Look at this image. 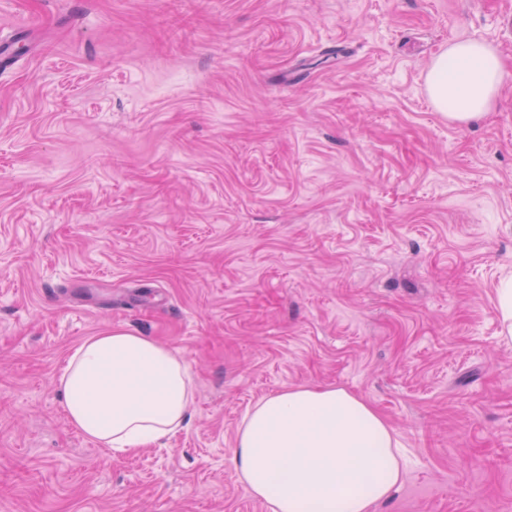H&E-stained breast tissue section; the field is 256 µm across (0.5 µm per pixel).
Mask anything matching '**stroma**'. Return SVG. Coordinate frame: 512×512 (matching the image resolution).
Segmentation results:
<instances>
[{
    "label": "stroma",
    "instance_id": "35a3bbf8",
    "mask_svg": "<svg viewBox=\"0 0 512 512\" xmlns=\"http://www.w3.org/2000/svg\"><path fill=\"white\" fill-rule=\"evenodd\" d=\"M0 512H269L232 449L336 386L412 460L376 512H512V0H0ZM495 47L466 126L426 73ZM110 326L195 379L111 456L55 381ZM497 308L505 327L502 342L510 347L512 345V275L503 278L497 288Z\"/></svg>",
    "mask_w": 512,
    "mask_h": 512
}]
</instances>
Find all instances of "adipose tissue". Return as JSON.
I'll return each instance as SVG.
<instances>
[{"label":"adipose tissue","instance_id":"obj_1","mask_svg":"<svg viewBox=\"0 0 512 512\" xmlns=\"http://www.w3.org/2000/svg\"><path fill=\"white\" fill-rule=\"evenodd\" d=\"M502 77L494 48L457 41L431 64L426 88L450 121L467 124L490 109ZM57 390L70 424L117 454L162 445L195 393L172 348L124 327L77 347ZM232 460L271 512H373L407 470L382 415L333 386H291L259 400L238 429Z\"/></svg>","mask_w":512,"mask_h":512}]
</instances>
